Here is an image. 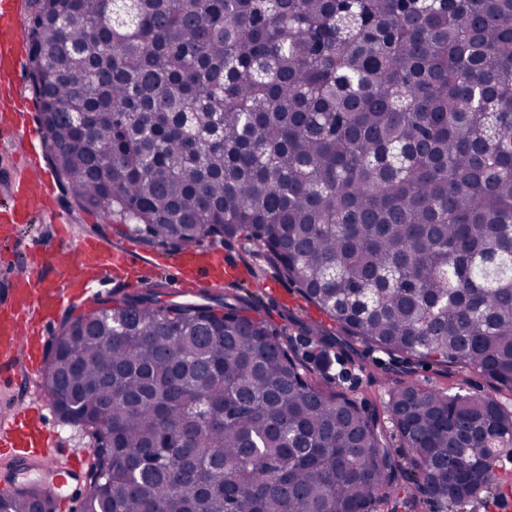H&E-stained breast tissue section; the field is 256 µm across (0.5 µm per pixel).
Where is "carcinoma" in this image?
Returning <instances> with one entry per match:
<instances>
[{"instance_id":"cac0c4a2","label":"carcinoma","mask_w":512,"mask_h":512,"mask_svg":"<svg viewBox=\"0 0 512 512\" xmlns=\"http://www.w3.org/2000/svg\"><path fill=\"white\" fill-rule=\"evenodd\" d=\"M31 91L80 210L150 248L239 237L338 333L512 392V0H32ZM250 299L159 281L66 316L40 387L92 437L82 512H378L380 421ZM414 490L497 481L512 410L399 384ZM105 410L110 423L98 425ZM19 490L0 512H34Z\"/></svg>"}]
</instances>
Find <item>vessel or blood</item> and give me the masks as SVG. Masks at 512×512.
<instances>
[{"instance_id":"b4317fda","label":"vessel or blood","mask_w":512,"mask_h":512,"mask_svg":"<svg viewBox=\"0 0 512 512\" xmlns=\"http://www.w3.org/2000/svg\"><path fill=\"white\" fill-rule=\"evenodd\" d=\"M18 31L11 0H0V72L13 69L11 53ZM49 185L35 176L19 197L0 205V249L9 250L24 225L31 223L35 204L47 199ZM27 270L11 299L0 302V376L24 385L40 370L42 358L33 344L36 325H48L81 299L90 298L95 283L122 280L130 272H164L176 292L193 295L202 288H220L227 270L220 251L186 249L163 260H152L125 246L105 247L102 239L87 236L73 243L69 219L58 215L51 240L33 241L24 257ZM47 403L40 388L31 398L0 416V459L17 477H28L36 491L52 498L57 512H68L87 464L86 454L66 460L43 453L58 432L44 426Z\"/></svg>"}]
</instances>
